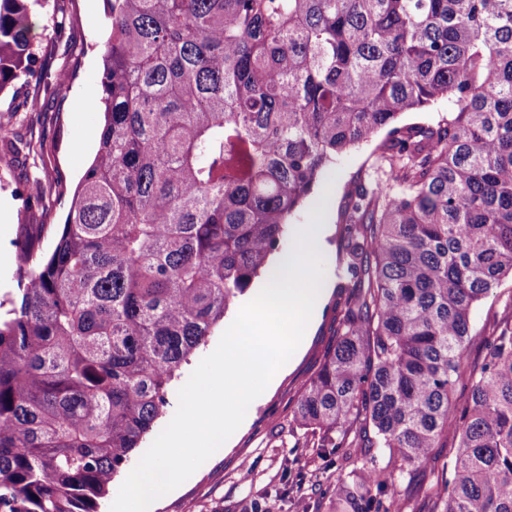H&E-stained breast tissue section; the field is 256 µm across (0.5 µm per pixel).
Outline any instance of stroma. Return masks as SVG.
I'll list each match as a JSON object with an SVG mask.
<instances>
[{"label": "stroma", "mask_w": 512, "mask_h": 512, "mask_svg": "<svg viewBox=\"0 0 512 512\" xmlns=\"http://www.w3.org/2000/svg\"><path fill=\"white\" fill-rule=\"evenodd\" d=\"M106 15V0H48L36 18L40 47L30 76L0 92V292L15 285L23 225L63 223L98 150ZM64 67L70 80L44 91L43 76ZM375 151L372 142L348 150L292 218L308 223L314 210L328 226L323 256L329 288L303 350L248 409L218 455L152 512H329L336 483L349 468L332 449L315 447L314 436L289 432L288 420L299 388L318 370L332 340L342 213ZM36 178L50 188L45 200L36 198Z\"/></svg>", "instance_id": "35a3bbf8"}]
</instances>
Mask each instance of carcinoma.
<instances>
[{
	"instance_id": "1",
	"label": "carcinoma",
	"mask_w": 512,
	"mask_h": 512,
	"mask_svg": "<svg viewBox=\"0 0 512 512\" xmlns=\"http://www.w3.org/2000/svg\"><path fill=\"white\" fill-rule=\"evenodd\" d=\"M38 5L0 0V92ZM107 20L98 150L0 300V512H100L290 219L382 131L291 422L352 465L330 512H391L450 441L432 512H512V309L475 325L512 279V0H108ZM448 101L443 100L435 103L426 112H410L400 118L401 124L435 123L448 115Z\"/></svg>"
}]
</instances>
